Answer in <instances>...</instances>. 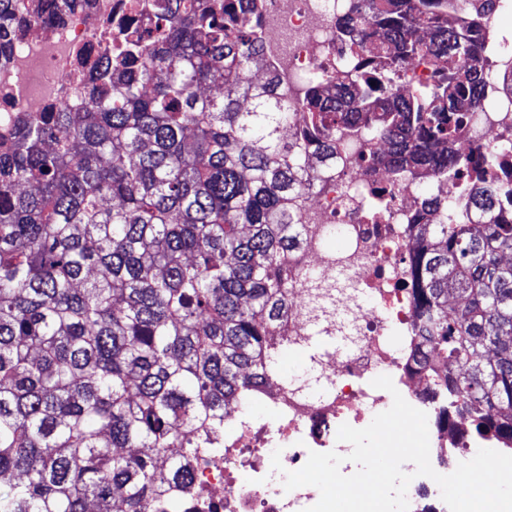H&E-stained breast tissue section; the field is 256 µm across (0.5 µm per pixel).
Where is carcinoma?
<instances>
[{"mask_svg":"<svg viewBox=\"0 0 512 512\" xmlns=\"http://www.w3.org/2000/svg\"><path fill=\"white\" fill-rule=\"evenodd\" d=\"M30 0H0V58ZM46 25L62 0H39ZM257 0H148L91 64L80 107L18 120L0 143V512H188L193 463L224 448V409L278 373L281 263L305 227L306 153L336 133L385 142L398 181L477 101L482 48L448 0H350L340 30L371 64L313 76L294 103L264 48ZM435 85L395 89L415 58ZM303 136L283 133L292 114ZM478 179L476 224H414L408 279L423 343L412 372L472 435L512 450V222ZM455 365L437 373L433 357Z\"/></svg>","mask_w":512,"mask_h":512,"instance_id":"1","label":"carcinoma"}]
</instances>
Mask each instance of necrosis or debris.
<instances>
[{
  "label": "necrosis or debris",
  "instance_id": "necrosis-or-debris-1",
  "mask_svg": "<svg viewBox=\"0 0 512 512\" xmlns=\"http://www.w3.org/2000/svg\"><path fill=\"white\" fill-rule=\"evenodd\" d=\"M450 2L482 43V69L487 80H494L512 66V31L497 23L500 14L512 13V0ZM144 4L84 0L63 9L54 25L28 15L19 48L0 62V135L9 136L21 116L76 102L86 82L79 51H102L111 22L141 11ZM347 10L348 0H261L254 27L265 46L264 65L287 76L280 94L295 97L299 84L316 74L342 83L351 64L369 58V50L351 51L340 34L338 22ZM384 150L376 139L337 137L334 160L318 169L317 191L300 198L296 207L306 232L288 261L290 313L273 341L299 348L316 332L341 340L343 352L311 360L325 394L315 399L302 385L272 381L232 407L222 453L197 460V512L214 507L219 512H305L318 501V489L285 491L283 471L300 469L309 451L337 450L340 425L364 423L390 407L392 391L372 385L381 375L426 413L431 448H447L459 438L461 421L440 426L437 402L421 395L419 378L407 369L417 319L405 284V261L414 247L412 225L474 221L469 189L478 155H499L500 165L489 178L498 187L500 211L512 213V94L485 93L455 127L448 142L449 152L462 162L455 183L437 181L424 166L388 184L382 167L363 163ZM335 235L342 245L332 250L327 242ZM259 407L272 410V418L258 419ZM276 450L283 466L279 472L271 467ZM245 471L250 474L246 480L241 477Z\"/></svg>",
  "mask_w": 512,
  "mask_h": 512
}]
</instances>
